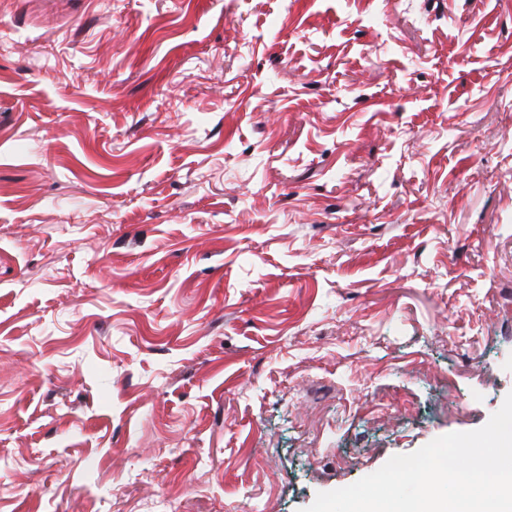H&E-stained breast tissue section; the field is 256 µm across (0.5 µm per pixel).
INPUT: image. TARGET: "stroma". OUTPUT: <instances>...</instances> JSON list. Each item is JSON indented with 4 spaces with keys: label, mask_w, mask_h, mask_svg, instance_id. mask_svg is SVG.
<instances>
[{
    "label": "stroma",
    "mask_w": 512,
    "mask_h": 512,
    "mask_svg": "<svg viewBox=\"0 0 512 512\" xmlns=\"http://www.w3.org/2000/svg\"><path fill=\"white\" fill-rule=\"evenodd\" d=\"M512 392V0H0V512H301Z\"/></svg>",
    "instance_id": "stroma-1"
}]
</instances>
